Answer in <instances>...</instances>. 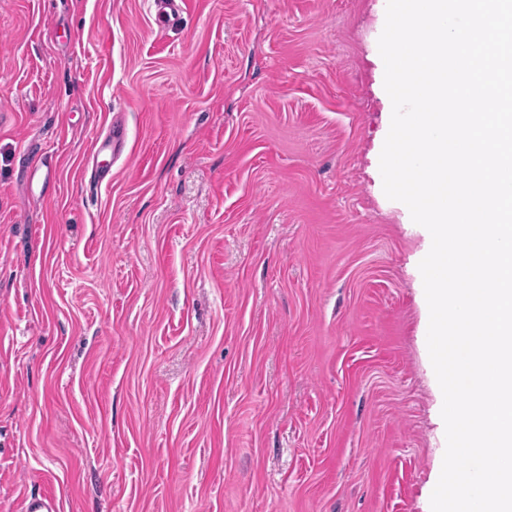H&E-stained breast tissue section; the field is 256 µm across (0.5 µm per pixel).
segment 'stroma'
<instances>
[{
  "label": "stroma",
  "instance_id": "stroma-1",
  "mask_svg": "<svg viewBox=\"0 0 512 512\" xmlns=\"http://www.w3.org/2000/svg\"><path fill=\"white\" fill-rule=\"evenodd\" d=\"M386 4L0 0V512H431ZM61 505L52 493H43L37 497L26 496L19 504L20 512H60Z\"/></svg>",
  "mask_w": 512,
  "mask_h": 512
}]
</instances>
